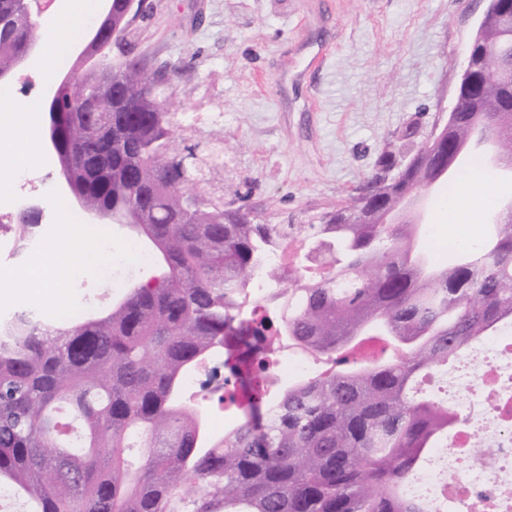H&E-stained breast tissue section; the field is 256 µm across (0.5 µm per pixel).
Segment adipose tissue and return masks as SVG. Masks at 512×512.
Instances as JSON below:
<instances>
[{"label":"adipose tissue","mask_w":512,"mask_h":512,"mask_svg":"<svg viewBox=\"0 0 512 512\" xmlns=\"http://www.w3.org/2000/svg\"><path fill=\"white\" fill-rule=\"evenodd\" d=\"M96 11L94 0H60V7L42 49V62L47 67L55 64L69 52L70 47L84 25L90 22ZM38 101L18 104L8 93H0V124L19 131L17 140L0 148L21 167L39 163L37 149ZM48 263L41 272L46 288L42 301L46 311L59 313L71 307L72 296L67 291L69 283L83 277L87 271V260L99 259L100 237L98 231L72 223L63 217L58 237L47 250Z\"/></svg>","instance_id":"adipose-tissue-1"}]
</instances>
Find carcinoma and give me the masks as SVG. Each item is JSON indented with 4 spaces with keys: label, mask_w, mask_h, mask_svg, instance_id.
<instances>
[{
    "label": "carcinoma",
    "mask_w": 512,
    "mask_h": 512,
    "mask_svg": "<svg viewBox=\"0 0 512 512\" xmlns=\"http://www.w3.org/2000/svg\"><path fill=\"white\" fill-rule=\"evenodd\" d=\"M40 37L25 0H0V70ZM503 38L489 28L472 50L474 73ZM138 62L99 64L58 90L63 160L75 191L107 210H140L168 260L165 273L96 316L58 322L23 309L0 326V490L26 512H426L403 485L456 416L417 396L419 378L456 361L476 339L512 320V218L494 224L475 250L446 268L420 265L418 224L353 219L401 191L439 178L440 156H422L385 199L359 196L317 224H261L242 208L184 207L169 97H152ZM99 87L112 131L84 111ZM512 107V86L482 83L456 104L448 138L472 134L476 110ZM458 168L488 169L478 153L448 154ZM301 232L336 250V266L281 289L288 319L235 321L254 276L278 284L265 263L275 243ZM401 354L350 359L367 333ZM335 370L281 390L256 392L259 344L283 338ZM216 348H232L236 389L247 398L239 425L214 440L206 419L182 400L184 377Z\"/></svg>",
    "instance_id": "1"
}]
</instances>
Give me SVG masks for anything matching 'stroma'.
I'll return each mask as SVG.
<instances>
[{
  "label": "stroma",
  "instance_id": "stroma-1",
  "mask_svg": "<svg viewBox=\"0 0 512 512\" xmlns=\"http://www.w3.org/2000/svg\"><path fill=\"white\" fill-rule=\"evenodd\" d=\"M111 60L178 66L170 92L174 139L220 151L203 188L239 197L258 222L304 224L359 194L386 151L410 155L407 126L426 137L450 112L464 48L487 0H147ZM328 46L321 68L309 55ZM33 57L7 90L40 100L51 78ZM34 195L50 223L67 196L51 159L31 167ZM512 196V178L459 176L428 203L439 240L462 225L484 240L490 201Z\"/></svg>",
  "mask_w": 512,
  "mask_h": 512
}]
</instances>
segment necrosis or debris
<instances>
[{
  "label": "necrosis or debris",
  "mask_w": 512,
  "mask_h": 512,
  "mask_svg": "<svg viewBox=\"0 0 512 512\" xmlns=\"http://www.w3.org/2000/svg\"><path fill=\"white\" fill-rule=\"evenodd\" d=\"M280 304L278 289L257 278L246 290L240 316L253 325ZM461 365L450 377L447 402L457 416L451 436L433 449L406 491L427 512H512V324L467 349ZM311 371L309 355L283 345L255 385L283 389Z\"/></svg>",
  "instance_id": "1"
}]
</instances>
